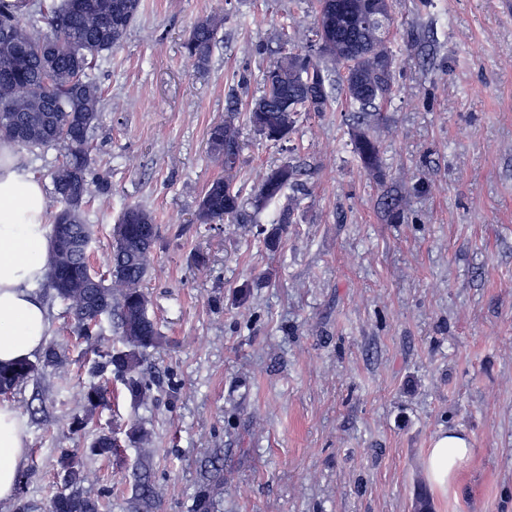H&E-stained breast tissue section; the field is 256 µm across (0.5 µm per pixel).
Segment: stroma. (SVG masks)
<instances>
[{
  "mask_svg": "<svg viewBox=\"0 0 512 512\" xmlns=\"http://www.w3.org/2000/svg\"><path fill=\"white\" fill-rule=\"evenodd\" d=\"M216 10L226 21L201 69L183 42ZM392 13L400 64L377 131L383 177L362 168L343 104L300 119L290 154L243 127L244 192L286 161L306 171L307 197L270 251L248 225L196 222L222 172L207 132L230 101L257 96L278 57L272 33L310 27L311 0H142L97 71L106 104L92 156L111 191L87 219L101 271L122 208L155 217L144 288L165 343L145 362L152 398L131 400L103 371L114 400L75 426L112 339L71 334L40 285L45 343L65 344V361L7 398L28 442L15 498L44 507L74 453L109 512H140L143 477L159 496L152 512H192L215 467L213 512H412L422 489L434 512H512V10L393 0ZM388 195L407 222L386 213ZM243 284L240 306L231 291ZM136 427L147 442L130 438ZM103 428L119 444L109 460L88 455ZM449 430L472 453L441 490L425 462Z\"/></svg>",
  "mask_w": 512,
  "mask_h": 512,
  "instance_id": "1",
  "label": "stroma"
}]
</instances>
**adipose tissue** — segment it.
<instances>
[{
  "mask_svg": "<svg viewBox=\"0 0 512 512\" xmlns=\"http://www.w3.org/2000/svg\"><path fill=\"white\" fill-rule=\"evenodd\" d=\"M48 199L43 185L20 167L13 146L0 143V362L31 357L45 342L47 310L34 290L48 261ZM27 435L18 412L0 404V500L12 498L25 459ZM471 450L464 436L446 433L428 456L431 482L447 488Z\"/></svg>",
  "mask_w": 512,
  "mask_h": 512,
  "instance_id": "obj_1",
  "label": "adipose tissue"
}]
</instances>
